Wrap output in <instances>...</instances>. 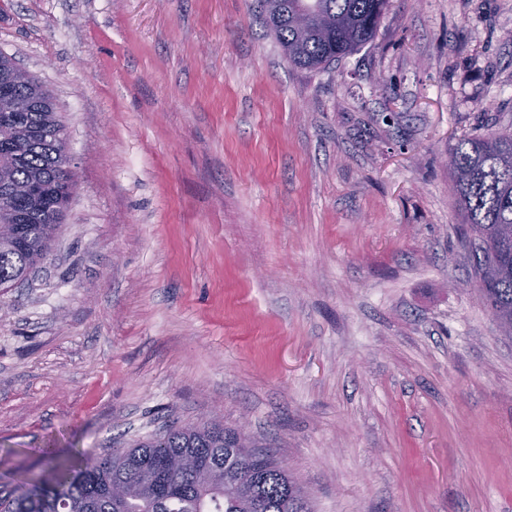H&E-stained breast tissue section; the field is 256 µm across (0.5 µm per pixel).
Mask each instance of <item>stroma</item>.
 Masks as SVG:
<instances>
[{
	"label": "stroma",
	"instance_id": "1",
	"mask_svg": "<svg viewBox=\"0 0 512 512\" xmlns=\"http://www.w3.org/2000/svg\"><path fill=\"white\" fill-rule=\"evenodd\" d=\"M0 53L77 181L0 289V489L217 419L316 512H512V340L446 165L512 128V0H391L312 72L257 0H0Z\"/></svg>",
	"mask_w": 512,
	"mask_h": 512
}]
</instances>
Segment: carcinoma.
<instances>
[{"instance_id": "obj_1", "label": "carcinoma", "mask_w": 512, "mask_h": 512, "mask_svg": "<svg viewBox=\"0 0 512 512\" xmlns=\"http://www.w3.org/2000/svg\"><path fill=\"white\" fill-rule=\"evenodd\" d=\"M263 21L288 63L320 70L372 43L389 0H259ZM0 53V179L36 183L45 209L29 205L22 244L11 211L0 204V288L27 278L50 253L70 203L61 179L67 175L65 126L55 103L34 77H19ZM452 193L467 224L472 271L478 285L490 274L485 306L501 335L512 339V134L474 133L448 146ZM236 432L220 421L171 426L68 465L48 462L52 482L0 498V512H313L311 497L269 450L257 460L234 447ZM135 483L128 499L112 487Z\"/></svg>"}]
</instances>
